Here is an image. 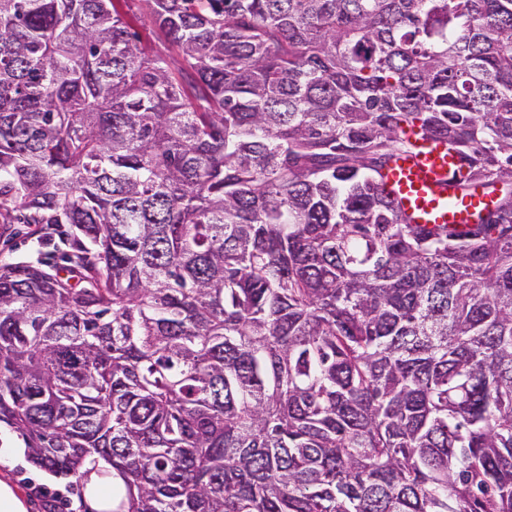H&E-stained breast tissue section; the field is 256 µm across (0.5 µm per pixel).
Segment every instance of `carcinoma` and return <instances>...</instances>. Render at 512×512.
<instances>
[{
    "label": "carcinoma",
    "mask_w": 512,
    "mask_h": 512,
    "mask_svg": "<svg viewBox=\"0 0 512 512\" xmlns=\"http://www.w3.org/2000/svg\"><path fill=\"white\" fill-rule=\"evenodd\" d=\"M121 2L0 0V424L109 512H512V0H144L177 70ZM405 132L412 151L390 163L382 182L416 224H470L477 213L493 208L492 198L478 188L466 194L448 191V184L465 172L456 154L409 129ZM28 224H17L21 232L18 236L4 247L0 241V263L15 262L21 260L35 261L39 257L40 249L36 237H28L25 232L29 231Z\"/></svg>",
    "instance_id": "cac0c4a2"
}]
</instances>
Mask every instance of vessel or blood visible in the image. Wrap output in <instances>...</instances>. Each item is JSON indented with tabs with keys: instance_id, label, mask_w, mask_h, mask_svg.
<instances>
[{
	"instance_id": "vessel-or-blood-1",
	"label": "vessel or blood",
	"mask_w": 512,
	"mask_h": 512,
	"mask_svg": "<svg viewBox=\"0 0 512 512\" xmlns=\"http://www.w3.org/2000/svg\"><path fill=\"white\" fill-rule=\"evenodd\" d=\"M411 142V152L390 163L382 182L415 223L467 224L477 213L492 209V198L478 189L465 194L449 191V183L464 171L456 154L418 136Z\"/></svg>"
}]
</instances>
